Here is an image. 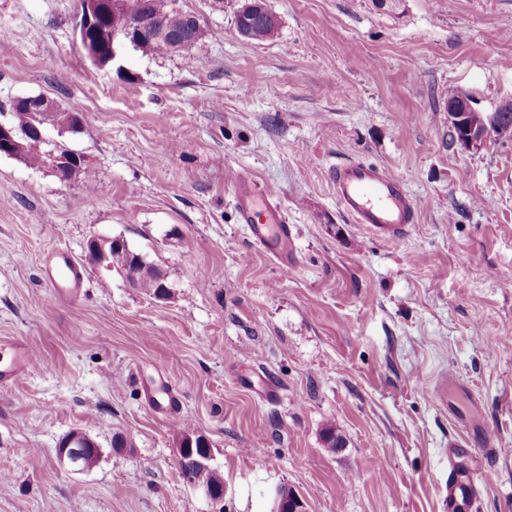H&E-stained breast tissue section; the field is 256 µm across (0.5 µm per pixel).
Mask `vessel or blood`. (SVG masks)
<instances>
[{"label": "vessel or blood", "instance_id": "1", "mask_svg": "<svg viewBox=\"0 0 512 512\" xmlns=\"http://www.w3.org/2000/svg\"><path fill=\"white\" fill-rule=\"evenodd\" d=\"M336 198L344 211L364 230L391 241L402 239L416 223V203L404 183L384 168L350 161L332 173ZM238 213L248 224L253 242L280 263L292 257L291 232L273 195L249 179L235 187ZM47 280L61 299H77L83 273L65 250L51 253L46 263ZM34 362V352L23 339L0 336V386L8 387L24 377ZM476 491L473 472L458 463L448 470V512H471Z\"/></svg>", "mask_w": 512, "mask_h": 512}]
</instances>
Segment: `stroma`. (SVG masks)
Masks as SVG:
<instances>
[{
  "label": "stroma",
  "mask_w": 512,
  "mask_h": 512,
  "mask_svg": "<svg viewBox=\"0 0 512 512\" xmlns=\"http://www.w3.org/2000/svg\"><path fill=\"white\" fill-rule=\"evenodd\" d=\"M243 0H176L203 16L189 53L96 66L79 0H0V121L42 94L80 114L46 126L83 154L67 183L0 156V336L36 363L0 389V512H448L453 447L474 453L472 512H512V137L450 138L448 94L512 100V0H266L279 35L247 41ZM374 163L419 205L396 242L361 230L336 164ZM273 189L293 239L281 264L235 205ZM124 239L163 298L85 265L55 296L49 252L83 262ZM180 393L169 424L144 393ZM344 440L329 450L326 427ZM79 431L99 460L70 472ZM206 438L216 505L183 477L181 432ZM102 0H86L85 3V11L80 10L79 13V21L76 25V35L81 40L85 41L86 49L88 52V56L91 59H94V51L90 45V40L87 37V33L90 28H92L95 24V18L97 15V10Z\"/></svg>",
  "instance_id": "stroma-1"
}]
</instances>
